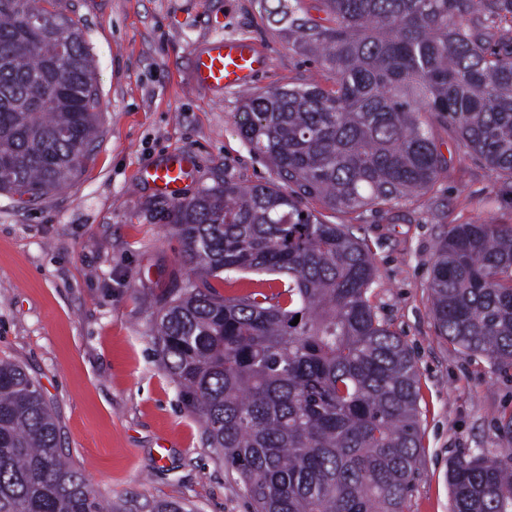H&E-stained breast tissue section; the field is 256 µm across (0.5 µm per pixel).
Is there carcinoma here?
I'll return each mask as SVG.
<instances>
[{"instance_id": "cac0c4a2", "label": "carcinoma", "mask_w": 512, "mask_h": 512, "mask_svg": "<svg viewBox=\"0 0 512 512\" xmlns=\"http://www.w3.org/2000/svg\"><path fill=\"white\" fill-rule=\"evenodd\" d=\"M316 2L314 17L276 0L267 19L332 87L243 90L240 134L278 182L224 177L173 205L190 274L160 301L154 339L253 512H406L414 362L369 303L361 240L301 201L418 200L447 165L436 127L512 186V0ZM55 3L0 0V191L33 199L76 178L99 128L82 30ZM233 271L288 283L226 297L212 280ZM429 288L440 335L512 367V224L453 225ZM448 486L453 512H512V464L481 450L449 462ZM0 512H112L68 461L40 389L2 360Z\"/></svg>"}]
</instances>
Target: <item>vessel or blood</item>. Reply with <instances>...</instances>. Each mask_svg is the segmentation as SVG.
Here are the masks:
<instances>
[{
	"label": "vessel or blood",
	"instance_id": "obj_1",
	"mask_svg": "<svg viewBox=\"0 0 512 512\" xmlns=\"http://www.w3.org/2000/svg\"><path fill=\"white\" fill-rule=\"evenodd\" d=\"M267 65V54L253 42L218 37L192 56L191 75L194 88L220 93L227 89L243 90ZM193 164L188 152L179 151L165 161L145 169L142 181L151 183L157 191L181 201L185 183L191 178Z\"/></svg>",
	"mask_w": 512,
	"mask_h": 512
}]
</instances>
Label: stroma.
<instances>
[{"label":"stroma","mask_w":512,"mask_h":512,"mask_svg":"<svg viewBox=\"0 0 512 512\" xmlns=\"http://www.w3.org/2000/svg\"><path fill=\"white\" fill-rule=\"evenodd\" d=\"M56 7L80 22L100 95V137L65 188L35 201L0 191V360L39 382L69 461L120 512H150L163 500L192 512H251L238 475L204 446L155 343V301L189 268L170 228L172 200L138 173L185 150L195 171L184 197L221 174L243 185L275 180L239 133V92L191 85L192 54L211 39L239 37L267 50L258 89L323 73L275 35L262 0ZM435 135L448 172L419 201L353 213L302 203L363 241L377 269L370 304L414 360L421 452L408 512H451V460L512 451V434L500 427L512 414V369L440 336L428 288L453 225L480 214L512 224V188L463 156L451 132Z\"/></svg>","instance_id":"obj_1"}]
</instances>
